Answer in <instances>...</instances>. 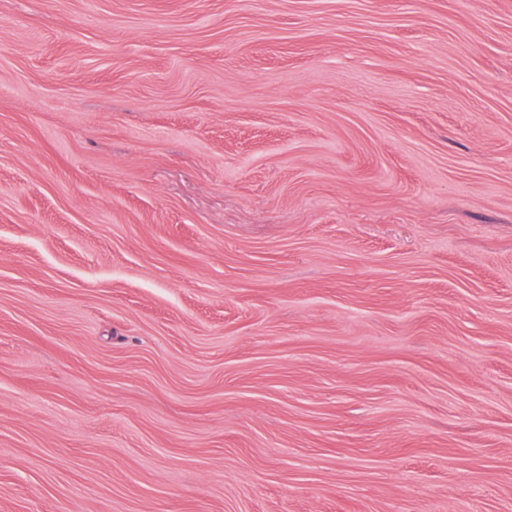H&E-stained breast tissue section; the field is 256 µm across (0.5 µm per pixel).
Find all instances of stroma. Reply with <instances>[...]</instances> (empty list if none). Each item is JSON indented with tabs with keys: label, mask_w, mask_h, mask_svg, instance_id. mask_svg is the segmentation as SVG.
Segmentation results:
<instances>
[{
	"label": "stroma",
	"mask_w": 512,
	"mask_h": 512,
	"mask_svg": "<svg viewBox=\"0 0 512 512\" xmlns=\"http://www.w3.org/2000/svg\"><path fill=\"white\" fill-rule=\"evenodd\" d=\"M0 512H512V0H0Z\"/></svg>",
	"instance_id": "stroma-1"
}]
</instances>
